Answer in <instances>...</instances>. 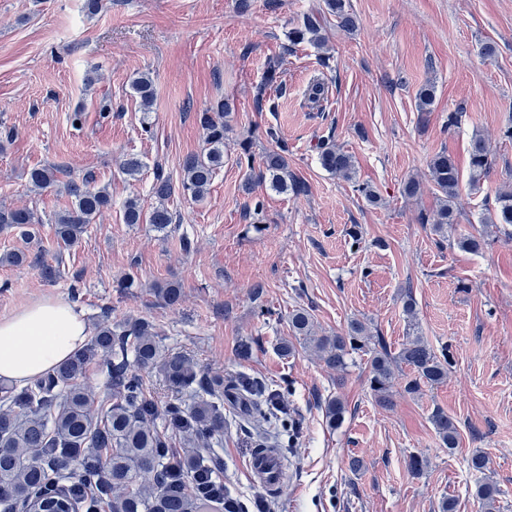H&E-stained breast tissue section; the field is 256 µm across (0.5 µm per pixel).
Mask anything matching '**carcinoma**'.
Returning <instances> with one entry per match:
<instances>
[{
    "instance_id": "1",
    "label": "carcinoma",
    "mask_w": 512,
    "mask_h": 512,
    "mask_svg": "<svg viewBox=\"0 0 512 512\" xmlns=\"http://www.w3.org/2000/svg\"><path fill=\"white\" fill-rule=\"evenodd\" d=\"M326 8L344 27L354 26L353 14L347 0H325ZM288 41L296 45L308 42L316 47L323 43L321 16L311 13L300 26L288 32ZM132 90L140 98L143 110L149 111L154 98L152 78L143 74L132 81ZM435 90L431 85L418 90L415 96L418 112H431ZM230 105L218 101L209 109L197 113L206 131V148L200 155H189L182 162L179 184L157 172L152 187L159 205L149 216V223L163 231L175 223V214L165 202L176 191L197 201L202 200L218 169L224 166V117ZM321 166L330 174L351 181L355 176L352 155L336 143L320 146ZM238 164L249 171L244 184L250 190L256 177L267 180L278 192L301 190L300 184L288 172L286 149L280 148L265 156L263 169L254 172L250 145L243 144ZM493 168V161L482 140L475 138L469 151V186L480 187ZM432 181L439 192L438 207L433 217L423 215V224L446 234L448 226L457 223V200L462 175L453 157L442 151L430 160ZM64 170L56 165H44L29 173L30 182L39 189L52 188L60 182ZM73 198L70 208L56 214L54 219L57 245L66 250L79 242L94 217L112 207V196L105 187L95 186L93 176L66 183ZM126 224L143 223V211L136 198L126 201L123 211ZM41 219L26 207L0 206V228L13 229L24 240L36 236L35 225ZM484 224L512 225V191L496 194L494 209L482 218ZM156 295L167 303L181 296L179 285L170 282L154 288ZM292 337L316 353L327 366L342 371L350 355L361 352L369 355L370 386L376 402L391 404L392 379L401 365L410 367L413 377L405 390L414 394L424 385H438L448 376V353L436 352L421 336L409 339L394 356L376 343L366 324L353 320L341 333L316 336L312 316L304 308L288 315ZM101 362V371L112 388V403L102 406L100 414L92 410L93 401L84 387L83 379L89 365ZM156 368L175 391L190 390L196 400L186 411L179 403L168 404L158 411L149 400L134 367ZM259 388L245 378L224 382L222 376L207 377L197 371L189 358L168 353L158 340L152 324L135 319L112 326L99 323L89 344L76 352L51 372L37 378L21 389L0 386V496L11 504L32 502L49 483L52 472L62 473L79 466L80 477L86 484L94 482L103 472L108 488L112 489V512H200L205 503L191 489L188 478L208 469L205 459L197 453L173 456L175 440L181 438L198 448H206L224 429V391ZM345 403L338 397L327 402L326 417L333 426L344 419ZM432 423L444 446L453 450L459 442L456 423L444 411L432 414ZM183 471L187 481L177 491L164 486L162 473L170 464ZM499 489L485 480L476 490L484 512H495Z\"/></svg>"
}]
</instances>
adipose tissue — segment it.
<instances>
[{
  "label": "adipose tissue",
  "instance_id": "adipose-tissue-1",
  "mask_svg": "<svg viewBox=\"0 0 512 512\" xmlns=\"http://www.w3.org/2000/svg\"><path fill=\"white\" fill-rule=\"evenodd\" d=\"M88 325L80 311L40 296L0 317V380L27 384L50 372L85 344Z\"/></svg>",
  "mask_w": 512,
  "mask_h": 512
}]
</instances>
